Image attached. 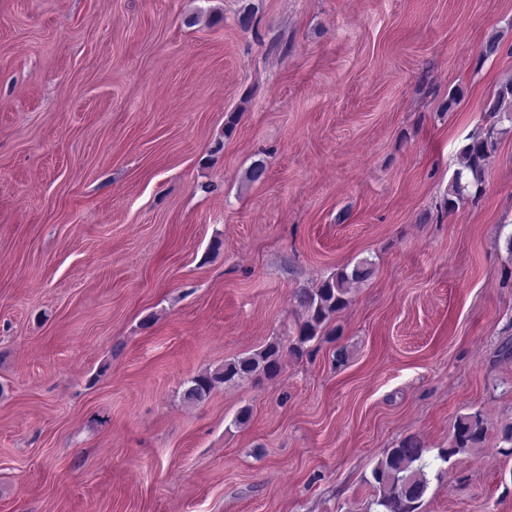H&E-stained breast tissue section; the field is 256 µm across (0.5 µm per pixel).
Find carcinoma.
<instances>
[{
  "label": "carcinoma",
  "instance_id": "obj_1",
  "mask_svg": "<svg viewBox=\"0 0 512 512\" xmlns=\"http://www.w3.org/2000/svg\"><path fill=\"white\" fill-rule=\"evenodd\" d=\"M485 111L490 124L472 133L459 151L460 168L448 185L444 200V206L450 212L469 199L479 198L482 193L486 166L499 142L497 124L505 113L512 119V79L498 86L486 101ZM373 272V263L365 259L350 270L342 268L336 271L312 291H297L295 298L304 316L298 323L297 338L290 345L289 353L295 356L305 354V345L321 335L330 319L348 306L350 285L368 280ZM283 366L282 343L270 342L251 355L237 357L213 372L207 371L192 378L183 392V399L197 405L204 402L219 384L272 379L280 374ZM485 434L480 413L459 417L454 424L453 440L446 456L450 458L480 447ZM426 451L424 443L415 436H409L397 447L386 450L372 474L378 491L375 505L383 508V512H417L429 484L424 460Z\"/></svg>",
  "mask_w": 512,
  "mask_h": 512
}]
</instances>
